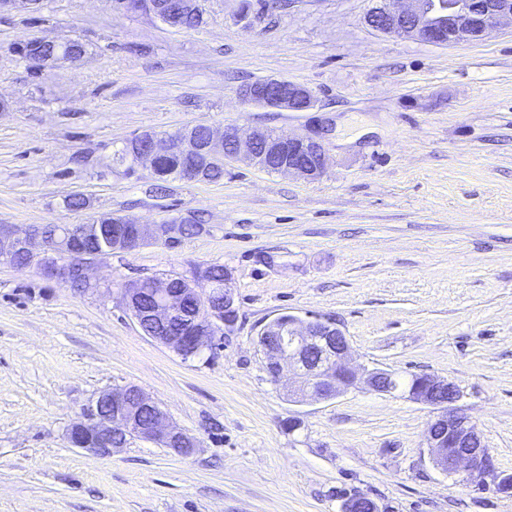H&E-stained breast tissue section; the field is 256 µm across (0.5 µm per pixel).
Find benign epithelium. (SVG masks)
<instances>
[{"label": "benign epithelium", "instance_id": "7a95c632", "mask_svg": "<svg viewBox=\"0 0 512 512\" xmlns=\"http://www.w3.org/2000/svg\"><path fill=\"white\" fill-rule=\"evenodd\" d=\"M365 21L384 35L447 45L478 40L504 23L512 25V0H376ZM243 97L255 105L288 112H307L314 107L312 90L288 80L264 79L246 89ZM173 151L188 160L205 153L219 163L242 156L266 170L308 180L319 178L328 161L321 128L273 141L261 130L233 126L219 129L210 125L203 145L189 128L174 135L150 138L146 150L134 153L135 164L152 171ZM99 224L100 217L95 215L89 224L67 225L65 261L58 259L55 246L43 232L0 224V263L12 265L14 256L23 252L29 258L28 265L46 276L67 285L79 280L95 290L98 284L93 281L91 270L99 259L112 255V249L88 251L80 242ZM160 233L158 224L135 225L134 235L140 246L157 239ZM152 287L157 299L152 317L157 322L165 323L181 313L184 294L171 288L169 279H155ZM237 320L235 297L226 287L224 306L209 309L206 321L189 335L157 336L155 340L183 356H192L205 347L215 346L217 335H232ZM349 350V340L335 322L314 317L303 323L293 316L276 329L274 338L262 348L273 378H279L285 366L293 369L296 386L290 394L296 398L329 400L361 384L377 393L391 394L397 390L396 376L390 370L350 366ZM406 394L410 400L432 409L426 437L437 467L448 473L463 471L467 483L475 486L495 476L492 459L476 426L456 408L461 391L454 382L424 374L420 383L408 388ZM131 397L152 411L150 423L142 425L129 415ZM120 434L159 443L178 454L193 446L190 437L165 423L159 407L134 387L99 393L83 410L82 419L70 428L68 442L76 448L109 455L115 447L114 437ZM344 512H377V506L366 496L352 495L344 503Z\"/></svg>", "mask_w": 512, "mask_h": 512}]
</instances>
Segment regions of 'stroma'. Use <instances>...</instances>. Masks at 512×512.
Instances as JSON below:
<instances>
[{"label": "stroma", "mask_w": 512, "mask_h": 512, "mask_svg": "<svg viewBox=\"0 0 512 512\" xmlns=\"http://www.w3.org/2000/svg\"><path fill=\"white\" fill-rule=\"evenodd\" d=\"M176 30L110 0H42L0 13V224H142L203 217L200 235L116 252L74 291L0 264V512H512V494L437 468L430 408L351 390L288 398L257 345L288 314L347 336L352 364L456 383L500 475L512 476V28L448 46L372 30L373 0H202ZM77 37L87 55L33 75L14 48ZM286 79L315 107L244 102L243 85ZM206 123L289 134L324 127L328 168L306 181L244 161L218 183L116 161L146 130ZM91 199L69 212L65 196ZM273 265H266V258ZM202 264L229 272L238 322L185 358L145 335L131 281ZM134 386L195 442L180 455L134 437L109 455L71 447L101 392Z\"/></svg>", "instance_id": "35a3bbf8"}]
</instances>
